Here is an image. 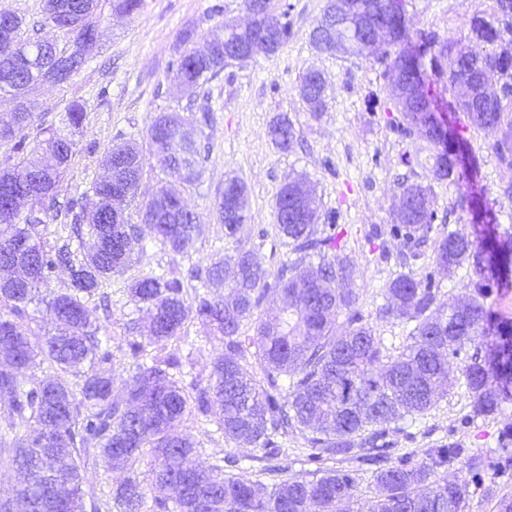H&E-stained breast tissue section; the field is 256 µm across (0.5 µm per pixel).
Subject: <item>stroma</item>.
Segmentation results:
<instances>
[{"label": "stroma", "mask_w": 512, "mask_h": 512, "mask_svg": "<svg viewBox=\"0 0 512 512\" xmlns=\"http://www.w3.org/2000/svg\"><path fill=\"white\" fill-rule=\"evenodd\" d=\"M273 2L277 10L288 13L292 30L287 44L271 57L225 68L192 99L173 81L169 69L180 52L181 31L194 28L199 46L223 36L225 22L245 21L243 0H145L140 13L130 18L113 13L111 0H101L98 57L74 75L68 89L44 85L33 94L36 113L48 123L68 99H80L86 106L79 151L64 182L71 195L87 191L91 182L103 176L102 159L116 136L134 140L142 152H149L146 129L158 113L192 114L202 142L209 146L200 184L183 192L186 206L206 226L204 235L185 254L147 245L135 254L127 273L113 276L111 284L104 286L110 309L102 310L95 300L89 303L112 350L105 370L115 381L114 397L123 396L140 363L128 343L145 334V315L136 311L127 293L132 278L163 273L183 280L187 299L200 293L219 298L223 285L189 279L188 272L219 260L233 264L242 249L256 253L269 273L277 274L285 249L276 246L273 235L275 200L290 177L306 176L316 188L323 211L345 230L358 308L389 345H401L406 331L400 323L379 317V290L400 272L423 273L433 256V244L428 241L416 247L414 257H405L404 247L389 235L399 183L408 180L431 188L437 210L434 232L459 229L469 222L460 192L436 178L432 159H415L411 138L393 129L387 60L316 52L309 33L321 17L325 0ZM217 3L223 4V13L213 12ZM404 9L413 42L433 36L464 39L474 17L493 14L495 0H404ZM311 67L322 71L327 80L325 108L317 117L299 94L301 78ZM283 115L292 121L295 132L294 147L285 153L273 146L267 134L270 123ZM464 134L477 162L480 193L497 216L499 236L512 238V198L502 194L512 184V167L499 162L492 139L483 131L471 126ZM231 176L247 186V220L236 244L225 241L214 210V200ZM373 229L379 237L371 245L365 235ZM166 350L181 358L183 384L189 389L207 384L208 366L223 357L224 343L194 320ZM468 411L467 394L460 387L451 388L427 416L401 421L396 448L422 457L428 449L448 442L492 460L482 485L471 496L469 512H496L497 500L512 495V448L502 449L500 439L505 423L512 422V400L505 401L498 414L470 423L464 420ZM181 430L197 444L194 462L198 466H209L227 453L238 456L253 471L264 466L254 449L225 442L215 423L190 417ZM81 466L84 488L95 494L100 512H116L107 495L108 484L123 481L124 471L107 470L104 460L95 455L82 457Z\"/></svg>", "instance_id": "35a3bbf8"}]
</instances>
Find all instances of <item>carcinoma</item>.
Segmentation results:
<instances>
[{"instance_id": "obj_1", "label": "carcinoma", "mask_w": 512, "mask_h": 512, "mask_svg": "<svg viewBox=\"0 0 512 512\" xmlns=\"http://www.w3.org/2000/svg\"><path fill=\"white\" fill-rule=\"evenodd\" d=\"M67 11L57 12L59 0H43L42 17L30 23L17 16L13 41L0 42V95L19 103L15 123L0 128V146L8 147L14 163L2 170L8 179L4 196H25L28 212L7 208L0 196V262L11 255L15 242L31 244L33 261L11 270L16 288L0 295V395L8 398L12 424L30 432L3 448L17 470L27 471V484L10 499L0 501V512H80L85 491L79 460L88 447L98 450L109 467L126 470L128 477L109 496L119 512H142L145 492L172 488L174 497L154 496L153 512H359L360 470L329 467L336 457L348 462H372L373 486L378 492L372 512H467L471 487L483 481L490 463L468 457L470 479L438 476L462 457L466 449L442 443L424 459L413 452L398 453L392 433L407 416H424L433 409L448 385L450 359L462 358L461 374L471 397L464 423L500 411L512 399V326H498L491 318L490 301L502 288L512 287V269L492 245L497 238V217L486 210L479 195L470 199L471 231L443 232L433 242L432 267L417 275L400 273L380 289L384 303L379 315L409 327L406 344L397 355L388 354L382 337L358 310L353 288L352 260L345 253L343 233L336 225L319 228L322 217L316 188L305 184L312 211L301 207L294 183L280 188L275 202V230L287 248L275 277L250 250L238 252L236 265L227 272L221 262L190 272L194 279L224 281L231 299L214 300L197 295L190 303L183 282L163 275H143L129 288L130 301L154 318L148 344L164 348L182 335L185 325L198 320L224 342V358L213 363L209 384L191 395L180 384L177 355H153L139 365L133 384L120 399L112 397V377L99 366L112 360L99 325L90 319L88 302L107 281L125 273L138 246L158 242L174 254H184L203 234L196 213L173 202L183 188L198 183L202 175V146L183 135L188 119L178 112H160L147 132L154 166L166 172L165 182L145 204L140 223L128 222L114 209L113 196L133 198L144 174L145 162L134 142L114 144L103 162L123 159L114 178L94 181L89 194L62 196L63 184L86 113L81 101L67 102L58 122H36L30 94L47 76L34 68L20 72L18 51L42 44L39 31L52 26L69 36L67 45H54L66 55L65 64L51 76L55 86L67 88L72 76L99 53L92 35L100 24L99 0H66ZM374 16L388 25L403 27L405 14L394 16L388 0H370ZM263 11L278 27V47L291 35L288 12L276 11L273 0H262ZM143 0H112V10L134 16ZM505 0H497V14L471 20V36L464 39L431 38L425 50L448 58L451 85L465 79L479 94L485 82L512 87V14L503 13ZM193 33L180 36L184 46L172 63V76L191 94L205 87L232 62L224 48L191 46ZM409 32L392 41L386 57L389 67L403 74L390 87V99L401 114L398 131L405 135L426 125L437 129L435 100L423 71L411 59L420 50L408 46ZM326 86L300 92L317 103L314 115L325 106ZM458 111L471 126L493 138L498 160L512 166V108H490L478 101H459ZM448 136L431 144L451 142L454 148L433 155L438 178L460 190L474 177L465 156L467 139L457 125ZM271 142L281 152L293 148L292 122L278 117L268 128ZM58 155L60 165L45 170L42 157ZM400 197L411 200L408 211L396 209L397 223L390 225L395 239L416 244L427 240L436 217L434 196L428 186L404 181ZM224 236L238 240L246 222L245 211L226 207L224 194L214 202ZM65 210L72 215L62 244L46 239V218ZM96 238L102 248L83 247L84 238ZM472 264L475 278L470 293L458 306H436L440 284L437 274ZM64 269L67 287L41 295L52 273ZM278 303L273 320L256 317L268 296ZM45 305L53 318V332L32 341L28 320L31 304ZM343 322H338V319ZM42 359L50 367L79 378L76 387L62 381L30 384L25 372ZM261 375L249 370L250 360ZM214 421L224 440L240 447L264 451V460L281 454V439L288 433H306L308 453L304 463L314 466L307 477H292L267 484L239 467V459L226 455L207 468L194 465L197 445L181 433L185 417Z\"/></svg>"}]
</instances>
